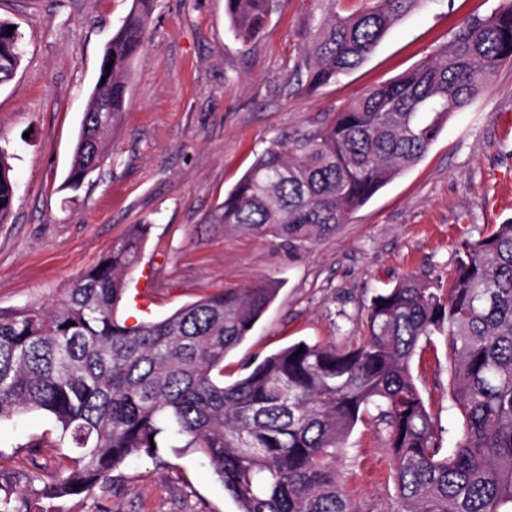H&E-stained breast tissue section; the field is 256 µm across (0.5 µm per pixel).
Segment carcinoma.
Instances as JSON below:
<instances>
[{
  "label": "carcinoma",
  "mask_w": 512,
  "mask_h": 512,
  "mask_svg": "<svg viewBox=\"0 0 512 512\" xmlns=\"http://www.w3.org/2000/svg\"><path fill=\"white\" fill-rule=\"evenodd\" d=\"M328 8L298 84L325 85L360 66L393 23L420 0H366ZM153 0L132 8L104 48L63 188L76 191L102 166L123 111V73L143 46ZM280 0H225L239 42L264 30ZM0 20V85L20 63L19 29ZM512 60V0L459 25L416 67L365 91L313 129L285 135L211 209L203 223L304 243L350 213L428 150L451 114L469 107L492 71ZM111 69H106L107 64ZM15 200L0 149V224ZM151 225L133 224L52 304L0 314V422L23 412L54 420L72 455L39 492L0 477V512L103 488L107 476L160 448L208 460L238 512H352L336 462L362 412L388 431L405 512H512V219L463 241L446 282L407 274L376 293L366 339L348 350L288 345L231 384L224 358L271 306L267 280L225 288L158 321L118 317L126 276ZM445 339L450 389L463 417L451 453L412 373L420 344ZM300 355H295V352Z\"/></svg>",
  "instance_id": "obj_1"
}]
</instances>
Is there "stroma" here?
I'll return each mask as SVG.
<instances>
[{
	"instance_id": "1",
	"label": "stroma",
	"mask_w": 512,
	"mask_h": 512,
	"mask_svg": "<svg viewBox=\"0 0 512 512\" xmlns=\"http://www.w3.org/2000/svg\"><path fill=\"white\" fill-rule=\"evenodd\" d=\"M498 0H422L375 51L338 81L314 89L293 75L324 14V0H282L249 47L234 36L225 0H154L141 52L126 74V103L108 156L79 191L64 189L103 49L132 0H0L17 24L22 59L0 85V148L17 182L0 224V313L53 302L94 266L129 225L151 224L132 299L122 316L162 319L200 297L266 278L277 296L250 336L224 359V381L246 363L296 342L351 348L366 335L375 292L405 274L447 279L461 240L512 218V61L454 113L425 155L351 213L335 232L296 248L268 236L212 230L221 203L275 140L312 129L364 91L447 43L454 28ZM416 383L452 447L462 418L449 389L443 337L421 344ZM70 450L52 418L0 423V476L18 488L50 483ZM113 471L106 489L65 500V512H237L208 462L162 450ZM337 469L355 512H404L376 413L349 434Z\"/></svg>"
}]
</instances>
